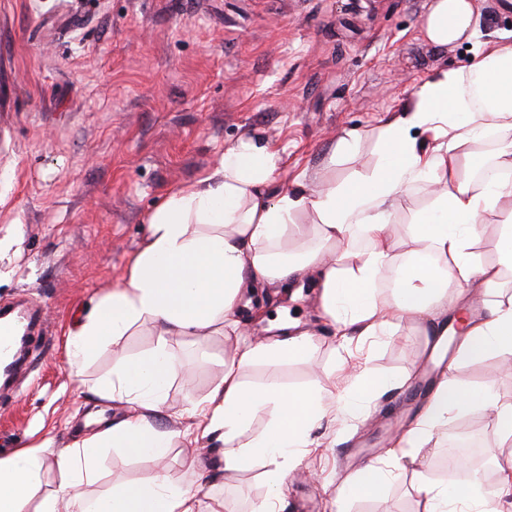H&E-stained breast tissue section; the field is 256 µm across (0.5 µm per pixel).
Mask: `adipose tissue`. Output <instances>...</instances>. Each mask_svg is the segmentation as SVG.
I'll list each match as a JSON object with an SVG mask.
<instances>
[{"instance_id":"obj_1","label":"adipose tissue","mask_w":512,"mask_h":512,"mask_svg":"<svg viewBox=\"0 0 512 512\" xmlns=\"http://www.w3.org/2000/svg\"><path fill=\"white\" fill-rule=\"evenodd\" d=\"M422 32L438 47L476 38L472 0H432ZM490 131L499 140L492 170L512 173V40L493 43L471 66L443 70L422 82L399 115L381 125L380 163L343 183L313 191L300 178L278 187L281 151L241 137L202 177L173 190L147 216L146 234L122 284L99 301L76 333L72 367L81 369L139 322L152 323L162 336L219 330L239 337L208 399L187 401L183 412L195 419L197 431L224 445L225 471L267 464V495L256 512H275L290 464L311 447L313 427L334 405L320 375L302 388L275 381L244 385V371L256 364L308 358L312 340L302 332L257 344L244 341L245 324L236 316L241 298L264 282L305 278L320 288L323 308L337 327L376 336L416 321L425 335L440 340L457 327L458 358L512 359V297L494 301L488 316L477 320L463 295L444 296L449 283L494 288L502 273L512 271V210L504 212L497 263H481L472 250L479 217L512 195L511 184L491 183L460 168L468 145ZM417 186L428 188L431 201L413 215L405 239L393 244L388 227L402 198ZM308 223L319 239L309 250L297 244ZM179 368L160 346L113 369L98 396L135 411L58 450L53 462L61 483L55 493L33 498L44 449L0 458V512H59L64 499L75 512H199L197 492L170 485L160 475L146 483L115 481L102 497L81 491L93 475L98 449L162 456L170 435L148 417L161 411L167 383ZM474 406L494 411L495 433L511 447L512 401L495 398L490 385L473 388L450 375L438 384L405 446L419 452L451 415ZM263 411L269 414L265 429L251 433L254 417ZM415 490L423 512H499L501 500L512 496V470L491 488L472 476L462 490L420 473Z\"/></svg>"}]
</instances>
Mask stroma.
Here are the masks:
<instances>
[{
	"mask_svg": "<svg viewBox=\"0 0 512 512\" xmlns=\"http://www.w3.org/2000/svg\"><path fill=\"white\" fill-rule=\"evenodd\" d=\"M430 0H0V304L39 306L51 337L29 342L30 372L0 407V456L34 445L59 449L121 419L125 408L90 391L115 364L158 345L151 323L133 326L74 376L71 335L123 280L141 246L147 215L175 187L196 181L252 135L283 152L278 186L304 172L314 183L344 181L378 161L379 125L431 75L466 67L482 44L512 34L502 0H474L477 43L445 48L422 35ZM360 131V158L325 162L338 138ZM299 321L314 335L311 361L264 364L245 382L306 386L312 367L330 373L332 394L354 392L364 372L388 378L378 396L324 419L316 446L285 479L280 512H421L414 472L447 483L442 451L452 437L476 433L471 467L495 486L512 461L481 407L448 421L447 434L416 458L388 463L374 498L337 500L338 487L413 427L443 375L491 383L512 398V370L495 357L455 370L427 358L416 322L387 336H338L320 311L318 291H270L265 317L249 337ZM183 365L167 386L169 409L153 425L173 433L160 459L112 448L99 477L83 485L96 497L114 477L142 482L163 474L197 490L200 512L230 503L253 512L266 494L263 466L225 471L223 447L191 435L186 400L205 401L230 356L223 332L170 338Z\"/></svg>",
	"mask_w": 512,
	"mask_h": 512,
	"instance_id": "obj_1",
	"label": "stroma"
}]
</instances>
